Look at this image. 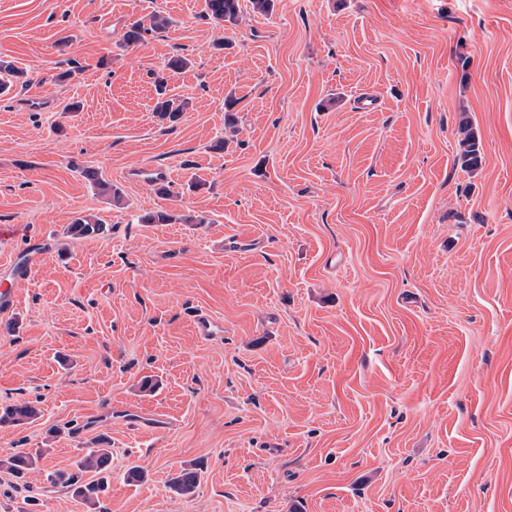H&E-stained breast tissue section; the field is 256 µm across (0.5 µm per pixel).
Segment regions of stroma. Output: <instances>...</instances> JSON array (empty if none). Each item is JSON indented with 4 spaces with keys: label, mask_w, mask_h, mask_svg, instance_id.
I'll list each match as a JSON object with an SVG mask.
<instances>
[{
    "label": "stroma",
    "mask_w": 512,
    "mask_h": 512,
    "mask_svg": "<svg viewBox=\"0 0 512 512\" xmlns=\"http://www.w3.org/2000/svg\"><path fill=\"white\" fill-rule=\"evenodd\" d=\"M240 4L0 0V58L31 79L0 94V405L42 411L0 456L43 453L0 472V512H88L48 475L92 448L100 512H512V0ZM155 11L168 28L125 43ZM156 74L190 100L177 122ZM161 209L206 221L140 223ZM89 214L107 234L67 240ZM206 6L215 21L234 24L239 17V0H206ZM155 83L158 98L153 112H155L161 120H168L170 122L177 121L189 105L188 99L180 100L166 96V80L164 77H156ZM458 154L456 161L461 168L474 171L482 163L481 143L468 117H463L458 126ZM41 459L40 454H32L23 448H19L0 460V467H4L13 476L17 478L24 477L29 471L34 470L38 461ZM169 487L179 495H191L199 484V474L195 468L182 467L169 479Z\"/></svg>",
    "instance_id": "35a3bbf8"
}]
</instances>
